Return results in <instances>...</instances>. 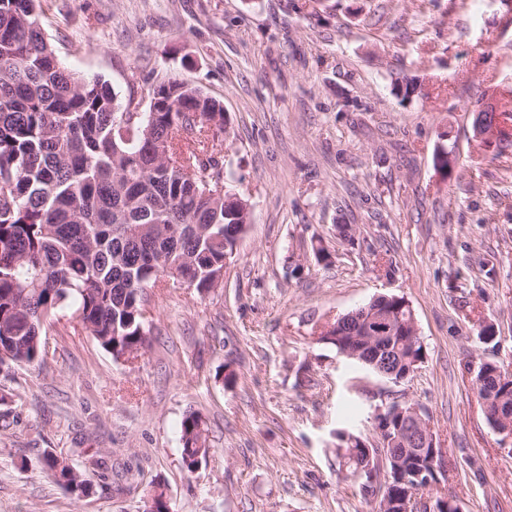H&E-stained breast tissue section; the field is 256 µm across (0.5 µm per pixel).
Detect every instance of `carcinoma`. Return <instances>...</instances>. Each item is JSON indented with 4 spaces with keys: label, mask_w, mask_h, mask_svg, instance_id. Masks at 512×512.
Wrapping results in <instances>:
<instances>
[{
    "label": "carcinoma",
    "mask_w": 512,
    "mask_h": 512,
    "mask_svg": "<svg viewBox=\"0 0 512 512\" xmlns=\"http://www.w3.org/2000/svg\"><path fill=\"white\" fill-rule=\"evenodd\" d=\"M39 0H0V363L39 366L45 324L63 313L116 361L147 343L144 296L163 279L201 294L224 284V231L250 223L241 206L203 199L224 177L209 142L224 134V108L176 79L148 89L150 112L119 110L108 83L66 68L46 37ZM197 113L192 135L181 120ZM319 339L344 354V337ZM346 355V354H344ZM422 338L395 336L358 357L388 362L398 380L423 360ZM492 427L512 415V380L478 391ZM182 464L193 472L210 452L201 413L181 421ZM340 463L364 460L361 438L339 432ZM99 461L82 470L51 452L42 473L74 499L93 494Z\"/></svg>",
    "instance_id": "1"
}]
</instances>
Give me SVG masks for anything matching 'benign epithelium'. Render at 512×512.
Returning a JSON list of instances; mask_svg holds the SVG:
<instances>
[{"label": "benign epithelium", "mask_w": 512, "mask_h": 512, "mask_svg": "<svg viewBox=\"0 0 512 512\" xmlns=\"http://www.w3.org/2000/svg\"><path fill=\"white\" fill-rule=\"evenodd\" d=\"M473 112L478 114L475 132L483 145L490 152H496L502 141L512 139V123L504 122L500 104L497 100H484L475 106ZM358 323L361 334L352 340L373 343L384 335H403L412 341L418 334L414 314L405 318H396L393 314L379 308L362 306L349 313ZM402 416L408 418L404 429L396 430V435L389 438L395 446L390 459H385L384 453L378 458H372L371 449H365L364 465L354 472V478L359 482L366 495L379 502L381 512L392 509H402V512H416L420 503L431 506L435 501L424 492L439 485L437 459L444 457V449L436 444V436L429 424L414 405L397 407ZM417 448L429 453L430 469H417L408 474L401 467L400 454L403 451Z\"/></svg>", "instance_id": "benign-epithelium-1"}]
</instances>
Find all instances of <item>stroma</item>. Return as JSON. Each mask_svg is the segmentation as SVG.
Masks as SVG:
<instances>
[{
    "label": "stroma",
    "instance_id": "35a3bbf8",
    "mask_svg": "<svg viewBox=\"0 0 512 512\" xmlns=\"http://www.w3.org/2000/svg\"><path fill=\"white\" fill-rule=\"evenodd\" d=\"M297 2L41 0L62 62L119 105L148 111L144 87L170 77L223 104L214 148L251 221L222 288L149 290L137 359L60 316L42 367L0 365V512H141L157 481L173 512H377L337 433L377 445L395 401L428 418L461 512H512V438L472 385L481 363L512 369V157L482 149L471 114L512 89V0ZM406 77L421 95L394 94ZM383 294L409 301L426 347L398 383L317 339ZM190 411L211 447L192 474ZM47 451L101 457L93 494L47 479ZM206 432L205 420L200 412H190L183 417L180 430L182 464L190 473H193V468L197 464L195 457L199 456L204 461L210 452Z\"/></svg>",
    "mask_w": 512,
    "mask_h": 512
}]
</instances>
